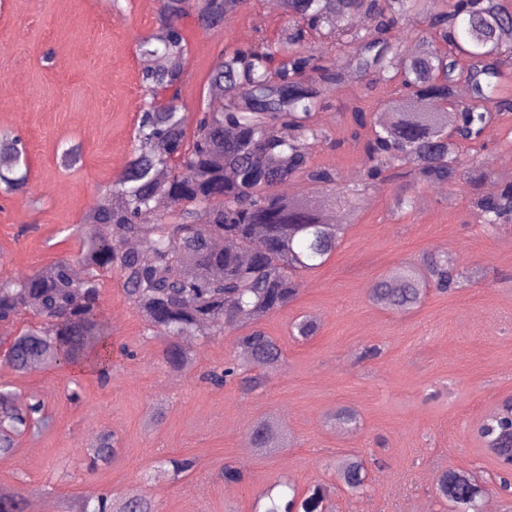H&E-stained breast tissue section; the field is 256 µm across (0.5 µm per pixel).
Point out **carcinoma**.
<instances>
[{"mask_svg":"<svg viewBox=\"0 0 512 512\" xmlns=\"http://www.w3.org/2000/svg\"><path fill=\"white\" fill-rule=\"evenodd\" d=\"M245 0H163L152 31L138 43L144 97L135 129V148L125 171L112 181L106 198L86 212L79 227L76 261L60 258L25 278L0 279V324L29 319L11 337L3 362L18 374L32 364L45 369L85 365L102 381L112 370V344L102 319L101 278L116 274L129 304L148 336L168 341L165 361L175 371L195 363L187 336L209 338L237 330L243 357L205 379L217 388L237 382L244 390L265 386L284 364L281 346L263 329L300 292L301 275L325 263L366 202V191L389 170L410 178L394 207L416 206L410 191L428 185L454 188L493 175L485 164H466L463 151H484L486 132L512 112V94L504 91V69L512 67V29L507 0H278L285 30L273 41L221 52L210 71L201 115L189 122L179 101L188 45L181 20L192 15L203 30L224 28L227 17ZM363 15L368 26L360 28ZM414 15L426 31L410 52L392 32ZM336 36L343 60L313 52L310 29ZM443 42L449 49L436 50ZM170 65L154 66L157 58ZM399 83L386 103L393 121L360 107L351 112L352 137L363 142L366 174L361 183L343 186L336 171L311 162L313 145L325 137L317 114L343 85ZM465 82L469 94L457 88ZM171 96L156 103L157 92ZM420 98L449 100L453 108L417 112ZM231 128L235 137L227 139ZM0 185L7 193L31 194L26 151L17 137L0 135ZM233 178H226V171ZM304 189L284 194L286 182ZM339 207L342 224L327 221L325 210ZM476 219L488 231L512 222V181L491 195L474 198ZM136 241L132 248L129 242ZM80 265L77 277L73 266ZM223 269L219 277L213 274ZM470 282L467 271L446 254L425 253L377 280L370 289L381 308L406 311L422 306L429 292L452 294ZM319 323L304 315L293 332L303 340L317 335ZM348 431L358 415L340 407L331 415ZM49 425L43 399L17 404L14 391L0 388V457L15 453L18 439ZM479 433L497 459H512V398L488 414ZM286 433L271 418L253 423L247 445L269 453L283 445ZM120 440L104 429L89 448V466H108ZM173 476L193 470L196 461L168 457ZM336 483H318L299 492L278 480L259 494L254 512H325L336 488L362 497L369 489L366 461L349 455L335 467ZM487 495L474 473L450 469L435 484V498L450 512H483ZM21 490L0 494V512H26ZM58 512H159L157 503L137 488L114 499L71 498Z\"/></svg>","mask_w":512,"mask_h":512,"instance_id":"cac0c4a2","label":"carcinoma"}]
</instances>
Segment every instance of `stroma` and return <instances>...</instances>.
Masks as SVG:
<instances>
[{
    "label": "stroma",
    "mask_w": 512,
    "mask_h": 512,
    "mask_svg": "<svg viewBox=\"0 0 512 512\" xmlns=\"http://www.w3.org/2000/svg\"><path fill=\"white\" fill-rule=\"evenodd\" d=\"M161 0H0V129L24 137L33 196L0 195V278L32 274L76 254V227L93 198L120 174L117 157H131L142 103L137 40L157 21ZM284 26L270 0H246L220 31L181 22L189 46L180 97L196 115L217 55ZM364 85L335 92L321 126L328 140L312 150L313 165L335 169L341 183L364 174L361 143L350 137L353 107L374 106ZM77 146L80 159L62 153ZM398 184L379 181L345 231L333 256L301 276L294 302L271 316L284 365L266 388L217 389L200 372L239 358L234 334L192 338L196 367L176 372L165 362L164 338L149 336L127 302L118 276L104 277L103 318L112 342L109 383L70 368L19 375L0 364V385L38 393L51 418L41 434L20 439L0 458V490L41 489V512L54 499L86 497L88 489L115 498L136 487L161 512H253L257 495L279 478L306 488L333 479L336 460L356 453L371 464L367 496H336L337 512H441L433 494L439 474L471 470L489 479L498 459L479 438L486 414L512 397V224L496 231L478 224L471 186L421 188L419 202L393 207ZM452 256L480 267L483 278L449 294H429L409 311L377 307L374 282L422 253ZM310 314L316 336L299 341L292 322ZM378 346L376 357H364ZM82 399L64 393L72 383ZM341 406L355 409L352 431L330 425ZM274 417L291 437L269 454L246 445L252 423ZM116 432L120 452L111 466L90 470L87 444L100 430ZM196 459L180 477L160 467L170 456ZM246 479L227 484L225 464Z\"/></svg>",
    "instance_id": "stroma-1"
}]
</instances>
